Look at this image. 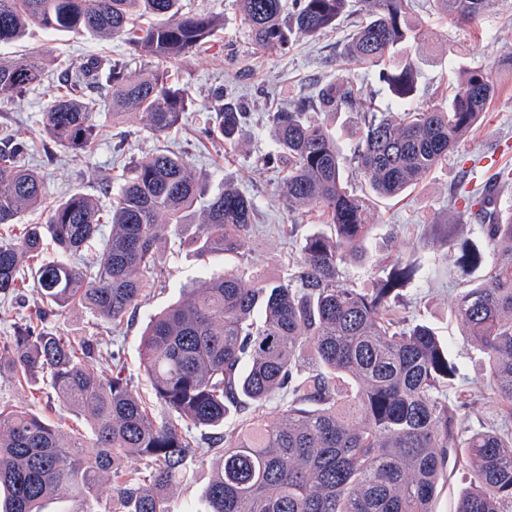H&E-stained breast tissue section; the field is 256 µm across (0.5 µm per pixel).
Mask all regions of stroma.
Returning a JSON list of instances; mask_svg holds the SVG:
<instances>
[{
  "mask_svg": "<svg viewBox=\"0 0 512 512\" xmlns=\"http://www.w3.org/2000/svg\"><path fill=\"white\" fill-rule=\"evenodd\" d=\"M184 10L208 11L220 15L224 26L197 53L185 58L179 69L180 82L188 88L192 106L178 129L159 135L150 130L140 113L129 112L113 119L111 108L95 116L104 136L92 154L75 155L46 142L42 131L45 91L35 88L14 102L0 105V138L25 141L30 151L26 163L43 174L51 199L80 190L94 196L101 209L110 206L109 189L119 188L116 175L130 160L160 150L181 153L205 178L206 195L221 192L225 183H234L252 197L256 224L239 254L220 257L202 266L179 231L169 230L158 243L160 272L136 313L120 324L101 319L90 310L73 306L50 315L49 328L60 335L96 341L102 358L97 369L111 373L121 364L122 373L133 392L147 397L151 389L139 370V342L146 316L166 308L177 299L180 289L191 287L210 269L216 272L244 264L267 278L294 273L306 237L320 230L315 214L289 210L280 178L261 159L273 146L267 115L297 101H306L312 115L337 130L342 150H350L356 140L359 116L344 109L322 111L317 99L320 89L338 78L351 80L372 98L378 109H386L389 95L373 72L358 68L341 56L343 46L357 18L349 16L336 29L316 37H295L288 52L267 51L251 44L241 25L236 0H182ZM411 18L423 26L422 39L411 44L406 55L420 69L417 102L423 107L447 106L448 87L455 82L448 59L461 68L479 67L496 83L495 95L486 112L446 162L437 166L413 188L397 199L375 202L376 220L366 241L367 256L341 268L344 281L360 288L376 287L399 254L435 263L440 274L429 279L418 275L401 293L400 315L432 326L452 346L460 365L458 385L468 393L469 405L458 410L455 425L479 428L482 421L500 416L501 406L490 401L484 385L486 365L471 351L467 336L452 311L457 292L477 282L483 269L460 266L463 248L479 246L467 222L448 223V202L458 194L463 170L472 159L484 158L482 180H493L500 171L512 170V0L498 4L474 27L461 29L433 14L429 0H413ZM44 54L61 72L88 60L111 58L125 61L127 73L138 76L145 59L132 56L122 40H100L82 32L48 34L31 27L27 37L0 44V57ZM244 102L252 117L240 143L229 147L218 139L206 138L215 113V94ZM41 305L28 276H21L16 292L0 298V337L13 333V323L35 316ZM120 362H112L111 352ZM0 403L24 405L41 416L60 422L63 429L83 426L82 417L65 411L48 385L36 382L20 386L0 377ZM217 462L216 454L203 457L190 483L170 492L174 512H184L185 504L202 508L203 494ZM471 487L465 468L449 462L447 476L437 488L433 512H455L463 493Z\"/></svg>",
  "mask_w": 512,
  "mask_h": 512,
  "instance_id": "1",
  "label": "stroma"
}]
</instances>
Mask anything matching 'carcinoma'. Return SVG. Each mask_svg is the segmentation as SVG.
I'll return each instance as SVG.
<instances>
[{
    "mask_svg": "<svg viewBox=\"0 0 512 512\" xmlns=\"http://www.w3.org/2000/svg\"><path fill=\"white\" fill-rule=\"evenodd\" d=\"M248 37L264 50L284 51L294 35L314 37L335 27L352 0H237ZM497 0H433L459 27L478 22ZM412 0H357L361 22L344 56L376 72L391 96L380 112L349 82L319 92L324 109L363 113L351 162L365 184L349 185L336 131L303 102L269 114L274 147L266 163L284 165L283 196L292 210H313L326 230L305 239L299 271L268 279L239 267L202 278L161 313L141 337L140 370L152 399L133 392L121 371L108 377L86 339L74 344L19 318L0 342V373L15 383L46 381L63 408L89 431L66 435L52 421L19 406L0 405V512H42L66 496L82 504L112 477L109 512H171L167 490L188 481L201 449L189 429L224 431L219 460L205 490V512H432L446 475L448 449H461L471 489L456 512H506L512 506V432L490 421L455 428L448 400L468 406L458 388L449 345L423 322L397 316L404 283L422 270L399 258L375 288L340 279V267L365 258L373 225L372 199L395 198L448 160L494 93L481 68L460 71L448 108L416 104L418 69L400 56L419 37ZM36 25L47 32L81 31L118 37L152 61L136 81L126 64L107 71L91 62L61 76L67 88L43 112V136L70 152H93L102 139L94 115L142 114L155 133L179 125L192 100L172 70L216 35L219 17L182 12L181 0H0V43ZM50 80L43 56L0 58V103ZM96 95L77 94L81 85ZM244 112L226 102L213 132L232 144ZM0 149V295L15 293L28 268L43 313L81 305L115 324L138 308L159 264L157 243L170 226L191 223L204 196L188 161L169 150L137 160L112 196L105 234L96 200L74 191L47 201L44 177L25 165L28 145L6 138ZM46 209L43 224L10 234L23 213ZM255 206L233 183L211 196L185 237L203 262L237 254L253 229ZM485 249L461 264L485 266L477 284L452 307L471 346L487 365V387L512 420V212H487L477 224ZM54 246L53 252L45 245ZM96 246V259H81ZM288 401L257 414L278 393ZM140 468L130 471L128 459Z\"/></svg>",
    "mask_w": 512,
    "mask_h": 512,
    "instance_id": "obj_1",
    "label": "carcinoma"
}]
</instances>
